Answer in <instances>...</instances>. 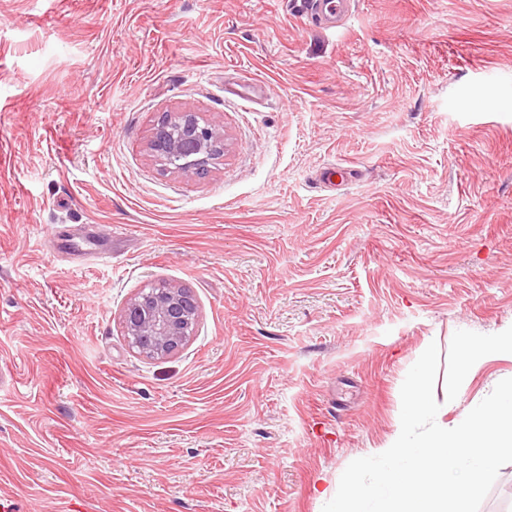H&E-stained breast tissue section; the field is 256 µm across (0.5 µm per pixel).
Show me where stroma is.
I'll list each match as a JSON object with an SVG mask.
<instances>
[{
  "label": "stroma",
  "instance_id": "35a3bbf8",
  "mask_svg": "<svg viewBox=\"0 0 512 512\" xmlns=\"http://www.w3.org/2000/svg\"><path fill=\"white\" fill-rule=\"evenodd\" d=\"M0 0V505L322 512L429 344L451 423L512 378V0ZM224 130L202 178L164 113ZM190 288L164 359L141 289ZM312 21L323 29L342 26L350 15L349 0H309ZM224 132L195 112H174L157 125L149 150L164 170L194 177L210 171L212 156L224 153ZM198 318V305L186 288L159 284L131 298L121 322L130 347L138 354L165 358L188 343ZM490 357L512 359V326L490 338L467 337L462 340L458 369L462 377Z\"/></svg>",
  "mask_w": 512,
  "mask_h": 512
}]
</instances>
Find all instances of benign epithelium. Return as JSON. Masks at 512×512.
I'll list each match as a JSON object with an SVG mask.
<instances>
[{
  "label": "benign epithelium",
  "instance_id": "benign-epithelium-1",
  "mask_svg": "<svg viewBox=\"0 0 512 512\" xmlns=\"http://www.w3.org/2000/svg\"><path fill=\"white\" fill-rule=\"evenodd\" d=\"M224 132L195 112L165 116L149 141V150L163 169L194 177L210 171L212 156L224 151ZM197 303L186 289L159 284L131 298L121 322L131 348L148 358H165L180 351L194 335Z\"/></svg>",
  "mask_w": 512,
  "mask_h": 512
}]
</instances>
